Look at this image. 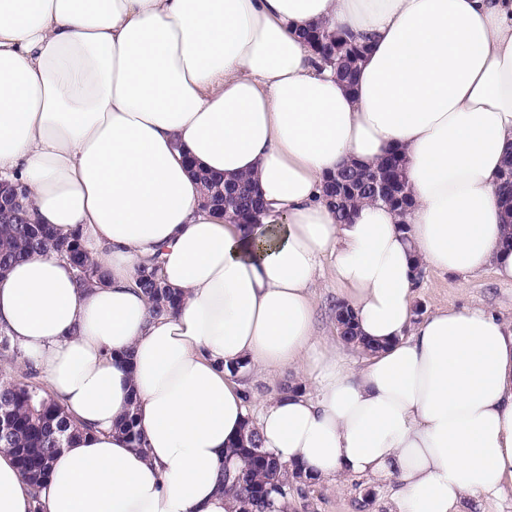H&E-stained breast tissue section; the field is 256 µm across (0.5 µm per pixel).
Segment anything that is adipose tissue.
<instances>
[{"label": "adipose tissue", "instance_id": "1", "mask_svg": "<svg viewBox=\"0 0 512 512\" xmlns=\"http://www.w3.org/2000/svg\"><path fill=\"white\" fill-rule=\"evenodd\" d=\"M366 43L354 87L301 38ZM402 149L414 205L338 223L328 177ZM512 156V0H0V175L36 219L82 231L108 272L80 287L33 256L0 278V330L87 432L31 492L0 451V512H241L218 488L253 423L319 479H397L396 512H463L512 485V324L414 322V263L512 282L497 177ZM257 175L243 224L203 208L195 168ZM181 293L156 318L141 263ZM363 336L361 369L317 346L322 263ZM304 374L257 420L231 369ZM138 410L144 449L115 430Z\"/></svg>", "mask_w": 512, "mask_h": 512}]
</instances>
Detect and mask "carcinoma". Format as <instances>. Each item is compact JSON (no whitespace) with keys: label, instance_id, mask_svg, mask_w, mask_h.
Masks as SVG:
<instances>
[{"label":"carcinoma","instance_id":"cac0c4a2","mask_svg":"<svg viewBox=\"0 0 512 512\" xmlns=\"http://www.w3.org/2000/svg\"><path fill=\"white\" fill-rule=\"evenodd\" d=\"M303 39L324 63L336 66V73L342 79L354 77L359 62L367 51V46L339 31L309 29ZM394 161L382 160L374 168L358 169L347 167L336 174L334 184H326L324 192L334 199L336 218L345 223L350 219L351 209L363 202L380 203L400 212L408 211L412 198L407 188L404 173V159L401 153L391 152ZM387 171L396 201L381 199L375 190L378 170ZM512 158L508 159L498 181L499 195L504 206L512 211ZM257 192L254 181L244 177L224 189V195L215 204L224 206V212L242 220L244 224L258 221L255 214ZM53 251L72 265L80 285L91 288L105 282L107 273L100 265L89 258L81 242V234L76 231L69 237H59L49 225L31 220L26 204L22 203L16 215L4 218L0 209V270L9 268L14 262L37 252ZM137 284L148 298L153 316L168 314L177 301L175 293L166 287L159 274V265L154 261L144 263L138 270ZM336 322L342 324V339L366 351L379 348L370 341L358 336L348 307L338 302L335 306ZM35 375L33 368L23 373L22 378H0V414L9 417L12 430L0 438V449L10 452L16 459L22 476L36 485L48 477L50 463L62 448L70 445L80 430L64 413L58 402L49 398L44 389L27 382ZM118 432L126 437L134 448L144 447L141 431L138 428L137 414L131 410L118 425ZM248 444H243V441ZM237 439L230 446L229 457L234 462L224 466V493L238 497L244 504L242 512H274L276 497L272 487L278 486L293 475L276 458L260 448L258 435L249 430L247 439Z\"/></svg>","mask_w":512,"mask_h":512}]
</instances>
